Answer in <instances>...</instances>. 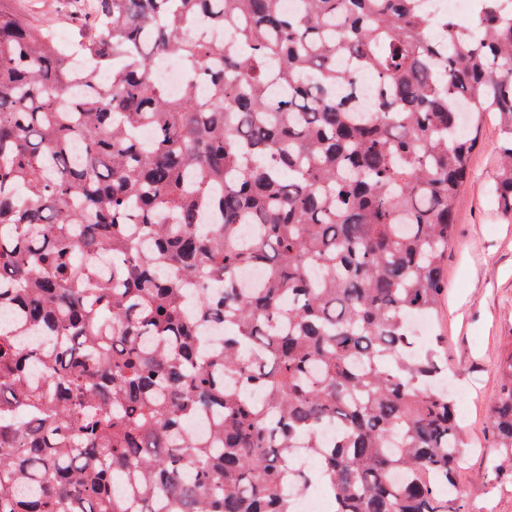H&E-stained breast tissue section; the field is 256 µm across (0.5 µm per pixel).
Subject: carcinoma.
<instances>
[{
  "label": "carcinoma",
  "mask_w": 512,
  "mask_h": 512,
  "mask_svg": "<svg viewBox=\"0 0 512 512\" xmlns=\"http://www.w3.org/2000/svg\"><path fill=\"white\" fill-rule=\"evenodd\" d=\"M506 1L462 25L421 0H93L70 43L0 9V512H296L314 489L465 512L441 337L407 318L441 304L487 112L512 217ZM499 372L512 470V354ZM153 79L163 82L173 95H179L182 89V73L179 67L168 59L156 60L152 70Z\"/></svg>",
  "instance_id": "obj_1"
}]
</instances>
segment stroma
<instances>
[{"instance_id":"stroma-1","label":"stroma","mask_w":512,"mask_h":512,"mask_svg":"<svg viewBox=\"0 0 512 512\" xmlns=\"http://www.w3.org/2000/svg\"><path fill=\"white\" fill-rule=\"evenodd\" d=\"M500 130L484 116L472 155V178L461 188L445 268L448 286L426 333L448 338L449 383L472 449L459 474L467 512H512V472L495 471L490 411L498 369L512 353V219L493 199Z\"/></svg>"}]
</instances>
